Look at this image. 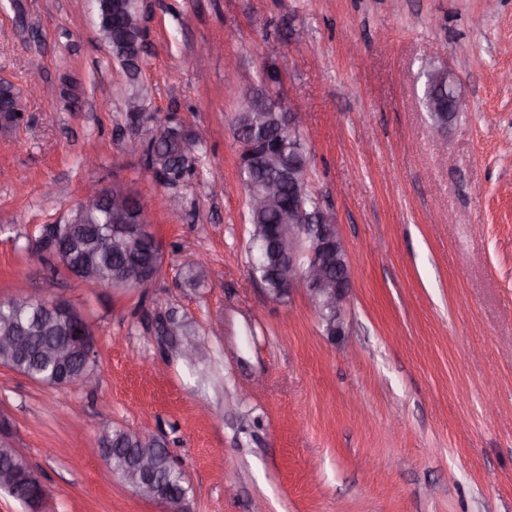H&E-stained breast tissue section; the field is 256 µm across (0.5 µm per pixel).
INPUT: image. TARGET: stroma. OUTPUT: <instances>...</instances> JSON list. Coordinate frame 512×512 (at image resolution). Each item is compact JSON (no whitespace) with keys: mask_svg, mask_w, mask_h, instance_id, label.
<instances>
[{"mask_svg":"<svg viewBox=\"0 0 512 512\" xmlns=\"http://www.w3.org/2000/svg\"><path fill=\"white\" fill-rule=\"evenodd\" d=\"M129 73L97 39L95 0H0V299L63 297L97 338L98 384L51 387L0 365V435L48 494L39 512H167L103 456V428L159 438L182 512H512V0H140ZM212 52L200 65L201 45ZM307 118L308 191L349 258L345 336L304 289L269 301L251 274L233 122L268 64ZM457 76L435 133L424 73ZM153 96L126 115L140 84ZM195 137L163 186L144 148ZM119 183L163 252L144 288H88L31 260L85 187ZM180 206L165 210L160 196ZM203 260L199 287L182 284ZM200 344L179 356L162 318Z\"/></svg>","mask_w":512,"mask_h":512,"instance_id":"35a3bbf8","label":"stroma"}]
</instances>
